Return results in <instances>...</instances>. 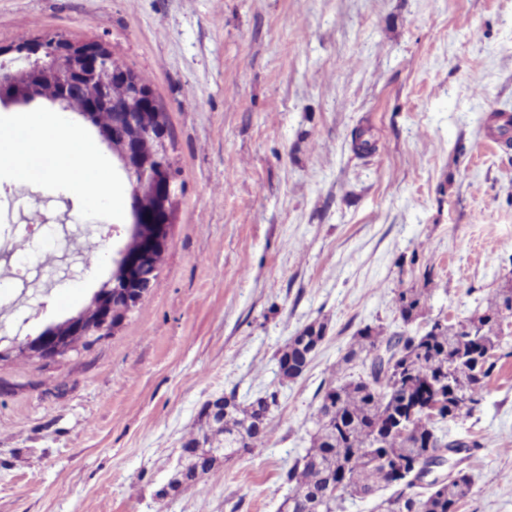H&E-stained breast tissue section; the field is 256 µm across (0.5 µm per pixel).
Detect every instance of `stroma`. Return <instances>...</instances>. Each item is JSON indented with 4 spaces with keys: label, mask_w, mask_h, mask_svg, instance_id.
Masks as SVG:
<instances>
[{
    "label": "stroma",
    "mask_w": 512,
    "mask_h": 512,
    "mask_svg": "<svg viewBox=\"0 0 512 512\" xmlns=\"http://www.w3.org/2000/svg\"><path fill=\"white\" fill-rule=\"evenodd\" d=\"M50 35L101 42L148 80L183 192L139 307L48 363L18 347L110 278L130 181L74 113L113 166V207L0 170V241L23 232L17 213L71 216L52 254L31 239L38 289L0 326V512H277L324 389L362 371L347 357L357 330L455 322L512 280V151L488 130L512 115V0H0V47ZM359 125L378 140L366 158L350 148ZM104 224L115 231L103 241ZM94 243L104 258L88 268L80 247ZM411 288L424 300L406 323L394 298ZM314 322L324 340L282 379L281 352ZM272 391L265 447L167 492L209 402ZM443 431L481 442L435 470L469 477L458 512H512V355ZM156 96V95H155ZM157 101V109L162 118V124L166 127V138L165 143H163V153L159 156L160 162L157 163L159 166L158 173L159 174H172L176 175L178 173V169L175 168V157L174 153L176 152V142L175 137L171 128L169 115L167 109L160 98L156 96Z\"/></svg>",
    "instance_id": "1"
}]
</instances>
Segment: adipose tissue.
Returning a JSON list of instances; mask_svg holds the SVG:
<instances>
[{
    "label": "adipose tissue",
    "mask_w": 512,
    "mask_h": 512,
    "mask_svg": "<svg viewBox=\"0 0 512 512\" xmlns=\"http://www.w3.org/2000/svg\"><path fill=\"white\" fill-rule=\"evenodd\" d=\"M51 154L48 178H63L92 201L111 202L112 178L94 144L56 112H27L0 124V167L26 180L30 156Z\"/></svg>",
    "instance_id": "adipose-tissue-1"
}]
</instances>
